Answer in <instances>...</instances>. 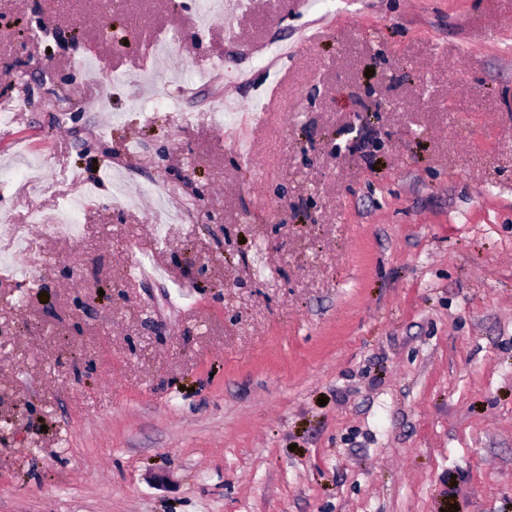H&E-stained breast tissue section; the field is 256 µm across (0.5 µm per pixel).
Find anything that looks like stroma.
Returning a JSON list of instances; mask_svg holds the SVG:
<instances>
[{
    "label": "stroma",
    "mask_w": 512,
    "mask_h": 512,
    "mask_svg": "<svg viewBox=\"0 0 512 512\" xmlns=\"http://www.w3.org/2000/svg\"><path fill=\"white\" fill-rule=\"evenodd\" d=\"M0 512H512V0H0Z\"/></svg>",
    "instance_id": "1"
}]
</instances>
